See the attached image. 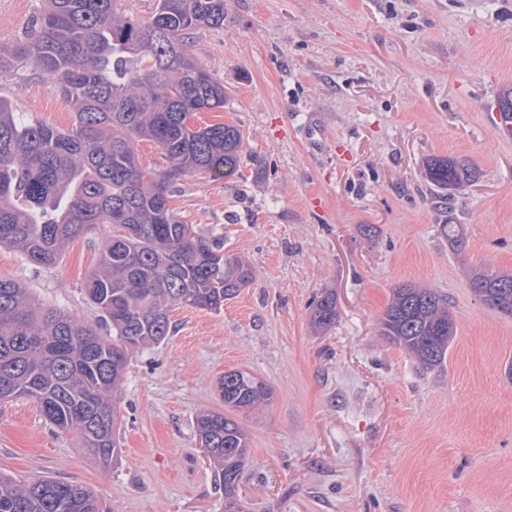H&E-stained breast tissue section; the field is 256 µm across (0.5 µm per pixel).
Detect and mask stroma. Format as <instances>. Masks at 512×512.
<instances>
[{
	"mask_svg": "<svg viewBox=\"0 0 512 512\" xmlns=\"http://www.w3.org/2000/svg\"><path fill=\"white\" fill-rule=\"evenodd\" d=\"M41 5L0 0V45L29 38ZM188 49L225 93L195 125H236L243 148L234 176H183L171 205L254 280L222 311L174 307L170 336L130 356L110 468L16 398L0 401V471L82 485L111 512H224L195 418L223 410L218 381L242 369L274 389L239 418L244 512H512V315L469 286L512 272V133L494 108L512 85V0H224L223 25ZM0 96L75 121L32 69L0 77ZM434 157L472 185L442 199ZM108 235L88 227L52 267L1 247L0 276L97 323L84 281ZM402 285L448 300L437 368L382 333ZM327 294L337 317L319 330ZM315 303L313 323L321 329H326L335 323L337 317L336 302L327 294Z\"/></svg>",
	"mask_w": 512,
	"mask_h": 512,
	"instance_id": "obj_1",
	"label": "stroma"
}]
</instances>
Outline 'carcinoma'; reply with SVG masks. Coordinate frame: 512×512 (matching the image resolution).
Wrapping results in <instances>:
<instances>
[{"label":"carcinoma","mask_w":512,"mask_h":512,"mask_svg":"<svg viewBox=\"0 0 512 512\" xmlns=\"http://www.w3.org/2000/svg\"><path fill=\"white\" fill-rule=\"evenodd\" d=\"M224 24V0H157L147 19L121 0H46L31 38L0 46L47 76L75 114L69 129L34 121L0 98V246L37 266H53L67 244L93 224L112 233L85 292L112 334L31 302L20 283L0 276V400L26 397L88 456L109 467L116 394L131 354L170 335L176 306L218 312L254 279L248 260L196 234L170 206L174 181L205 173L234 175L243 138L234 126L198 127L191 117L224 108V84L187 50L190 32ZM497 108L512 124V87ZM141 141L162 151L167 168L142 165ZM429 182L450 195L472 181L456 161L433 158ZM470 287L489 307L512 314V273L475 274ZM336 302H315L313 323H335ZM384 334L426 369L442 365L455 332L448 301L431 288L395 290ZM224 411L196 417V428L224 486V512H242L238 486L248 457L245 430L230 417L273 397L265 382L224 373ZM0 512H110L78 484L18 480L0 472Z\"/></svg>","instance_id":"obj_1"}]
</instances>
